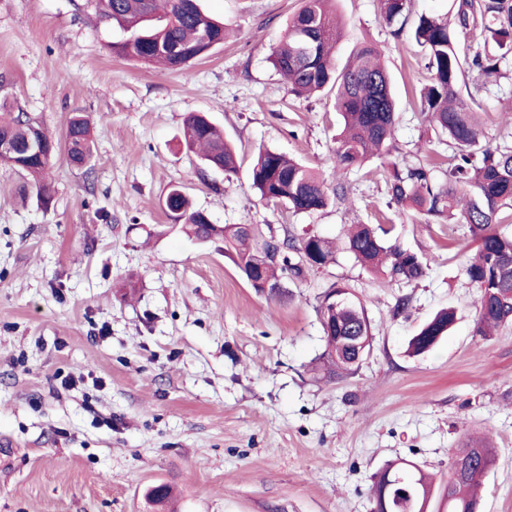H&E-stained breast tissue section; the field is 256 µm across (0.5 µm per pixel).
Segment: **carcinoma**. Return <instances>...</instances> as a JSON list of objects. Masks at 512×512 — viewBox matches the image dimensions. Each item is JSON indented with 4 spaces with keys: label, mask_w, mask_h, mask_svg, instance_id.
<instances>
[{
    "label": "carcinoma",
    "mask_w": 512,
    "mask_h": 512,
    "mask_svg": "<svg viewBox=\"0 0 512 512\" xmlns=\"http://www.w3.org/2000/svg\"><path fill=\"white\" fill-rule=\"evenodd\" d=\"M408 0H380L384 22L392 26L404 17ZM100 21L115 23L128 33L112 52L166 70H179L207 56L224 43V23L206 15L198 0H94ZM480 31L504 53L496 56L461 51L460 38ZM411 37L429 56L431 82L421 102L434 129L448 137L454 165L444 185L431 182L423 167L403 170L392 160L397 103L391 75L383 63L382 49L364 42L342 68L336 67L335 49L340 30L331 9V0H304L299 12L287 23L282 38L271 47L269 60L288 80L296 96L325 90L336 91V111L342 117L336 134L335 154L342 169L361 166L372 158L386 159L390 165L386 180L390 202L413 208L427 216L460 215L476 242L465 272L477 288L476 332L512 326V234L498 230L499 214L512 210V145L494 147L483 142L477 112L462 99L458 86L466 71L476 69L485 77L499 74L500 62L512 53V0H457L455 27L448 20L422 16ZM0 137H8L21 152L4 159L29 176L31 187L43 207L52 202L47 173L60 148L69 161L85 166L92 157L88 119L80 112L69 118L64 144H59L43 124L19 111L0 113ZM182 142L206 165L237 170V156L224 133L206 116L192 114L183 123ZM251 187L260 199L283 204L295 212L326 208L330 196L323 181L310 167L275 150L262 148L250 169ZM166 210L182 222L188 235L202 241L224 238L233 251L242 273L255 263H263L265 279L303 281L326 267L334 257L335 245L322 237L295 238L287 233L279 241L266 238L264 228L253 224L243 231L234 224L219 227L191 208L182 190L173 187L166 195ZM345 246L369 271L392 280L416 281L427 274L425 257L401 248L392 237V228L374 224L350 226ZM340 288L331 287L318 307L322 325L324 355L333 366L331 374L354 371L356 347L352 337L362 336L371 350L373 334L364 305L338 297ZM456 319L445 309L425 323L409 341V353L416 356L433 349L447 335ZM470 449L460 448L448 469V512H479L483 479L495 460V449L472 439ZM399 488L413 483V502H403L399 512H424L432 485L410 461L391 462L376 476L375 492L386 480Z\"/></svg>",
    "instance_id": "carcinoma-1"
}]
</instances>
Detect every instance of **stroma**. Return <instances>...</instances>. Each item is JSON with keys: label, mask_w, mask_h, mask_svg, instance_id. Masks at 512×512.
Listing matches in <instances>:
<instances>
[{"label": "stroma", "mask_w": 512, "mask_h": 512, "mask_svg": "<svg viewBox=\"0 0 512 512\" xmlns=\"http://www.w3.org/2000/svg\"><path fill=\"white\" fill-rule=\"evenodd\" d=\"M302 0H201L232 38L164 72L112 52L124 32L93 0H0V104L63 138L71 113L92 122L84 169L58 153L54 200L0 162V512H372L388 461L434 478L427 512H446L448 465L466 437L496 451L481 512H512V330L475 332V251L459 225L390 204L374 158L341 170L333 94L295 97L269 49ZM336 64L378 44L399 101V167L446 180L450 153L420 108L428 60L394 38L379 0H335ZM462 97L484 141L512 140V55L495 81L470 70ZM201 113L238 154L236 173L202 164L181 142ZM315 170L342 199L296 213L251 187L259 148ZM183 187L211 223L260 224L341 239L350 224H390L425 256L416 282L374 275L345 251L270 297L252 288L223 238L184 234L164 207ZM337 284L364 302L373 350L352 374L323 378L316 308ZM406 314L393 315L399 297ZM456 321L432 351L408 341L437 311ZM166 484L160 509L149 490Z\"/></svg>", "instance_id": "35a3bbf8"}]
</instances>
